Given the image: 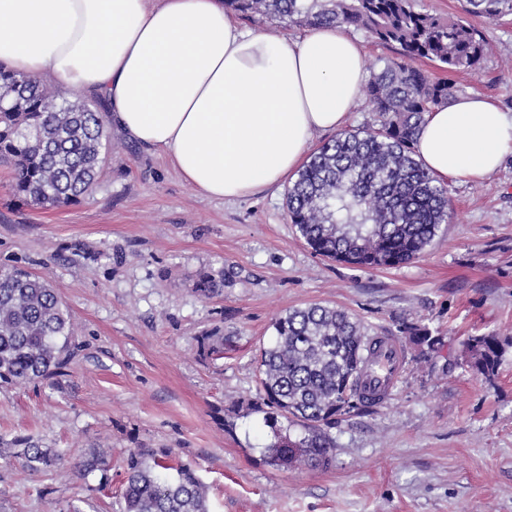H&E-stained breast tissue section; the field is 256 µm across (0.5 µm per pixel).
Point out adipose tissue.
<instances>
[{"instance_id": "adipose-tissue-1", "label": "adipose tissue", "mask_w": 512, "mask_h": 512, "mask_svg": "<svg viewBox=\"0 0 512 512\" xmlns=\"http://www.w3.org/2000/svg\"><path fill=\"white\" fill-rule=\"evenodd\" d=\"M0 64L100 97L128 139L227 201L279 182L316 133L343 128L366 66L344 28L273 40L224 0H0ZM511 149L512 114L481 95L429 112L415 145L432 175L461 180L489 177Z\"/></svg>"}]
</instances>
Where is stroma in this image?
Wrapping results in <instances>:
<instances>
[{
    "label": "stroma",
    "mask_w": 512,
    "mask_h": 512,
    "mask_svg": "<svg viewBox=\"0 0 512 512\" xmlns=\"http://www.w3.org/2000/svg\"><path fill=\"white\" fill-rule=\"evenodd\" d=\"M473 23L497 56L475 73L421 68L512 113V15ZM108 136L96 189L65 207L24 204L0 163V259L59 289L77 342L64 376L0 386V437L67 451L35 475L0 461V512H123L134 448L194 467L210 512H512V151L485 180L446 179L451 217L422 258L361 270L296 235L287 183L211 199L163 154ZM219 269L222 292L202 298L196 281ZM312 303L357 315L372 336L407 322L442 343L430 352L401 339L391 398L337 416L330 465L284 471L263 460L262 415L233 404L258 392L256 354L274 319ZM217 327L224 356L201 360L196 339ZM480 333L509 343L490 383L465 364L462 342ZM92 453L110 461L107 480L79 475Z\"/></svg>",
    "instance_id": "35a3bbf8"
}]
</instances>
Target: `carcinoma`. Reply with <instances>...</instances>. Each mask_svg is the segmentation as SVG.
I'll return each mask as SVG.
<instances>
[{
  "instance_id": "cac0c4a2",
  "label": "carcinoma",
  "mask_w": 512,
  "mask_h": 512,
  "mask_svg": "<svg viewBox=\"0 0 512 512\" xmlns=\"http://www.w3.org/2000/svg\"><path fill=\"white\" fill-rule=\"evenodd\" d=\"M465 11L495 20L512 14V0H465ZM243 15L288 19L305 27L336 25L397 47L372 73L364 92L380 127L345 130L323 143L288 187L290 223L312 252L361 269H390L420 258L448 223L447 186L415 158L426 113L447 105L456 89L414 66L426 59L450 73L478 70L493 53L465 17L444 18L419 0H224ZM105 113L59 98L36 78L0 66V162L13 163L14 195L28 205L59 207L95 187L109 148ZM224 273L207 274L195 291L210 298ZM260 348L259 392L234 403L263 414L273 432L263 456L278 469L324 467L334 444L326 427L336 416L374 404L361 387L374 342L356 315L310 304L275 318ZM397 332L430 350L440 337L429 327L401 323ZM197 355H224L219 331L199 336ZM467 366L492 382L506 343L487 333L464 341ZM73 323L59 290L15 261L0 263V385L27 386L64 374L74 354ZM287 425L279 424V419ZM301 427L292 437L290 429ZM67 451L32 436L0 441V457L26 475L47 472ZM168 451L134 449L125 460V512H209L206 486L194 468L169 463ZM80 475L107 477V458L77 463Z\"/></svg>"
}]
</instances>
